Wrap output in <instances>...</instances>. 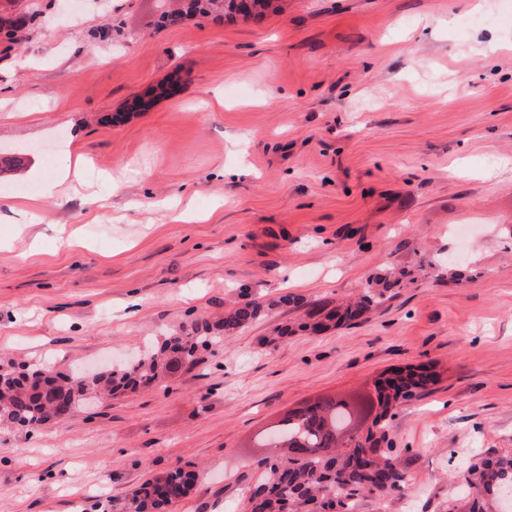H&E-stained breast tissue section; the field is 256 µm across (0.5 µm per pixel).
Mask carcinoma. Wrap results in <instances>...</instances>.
<instances>
[{
  "instance_id": "obj_1",
  "label": "carcinoma",
  "mask_w": 512,
  "mask_h": 512,
  "mask_svg": "<svg viewBox=\"0 0 512 512\" xmlns=\"http://www.w3.org/2000/svg\"><path fill=\"white\" fill-rule=\"evenodd\" d=\"M191 11L215 10L231 19L224 0H192ZM402 271L388 285L368 288L356 302L330 306L320 304L308 312L304 328L321 332L331 322L349 325L390 298ZM262 308L248 303L224 313V334L230 335L250 324ZM205 321L191 325L181 336H171L157 349H149L125 365L91 381L76 370L57 373L55 399L51 400L26 383L27 375L45 367L28 366L15 376L0 372V421L36 428L50 419L52 406L77 409L91 393L113 396L141 387L146 382H164L170 373L194 362L201 347L217 339L203 336ZM427 375L399 370L375 383V394L339 398L320 395L290 409L252 440L251 447L269 449L263 470L245 498L241 512H359L367 498L380 501L399 497L411 489L412 477L391 447V418L401 402L414 398L425 387ZM194 474L180 467L149 479L136 487L126 512H168L184 499L193 485ZM466 486L474 489L460 512H506L500 492L512 487V454L484 458L471 463L464 474Z\"/></svg>"
}]
</instances>
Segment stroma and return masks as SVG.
<instances>
[{"label": "stroma", "mask_w": 512, "mask_h": 512, "mask_svg": "<svg viewBox=\"0 0 512 512\" xmlns=\"http://www.w3.org/2000/svg\"><path fill=\"white\" fill-rule=\"evenodd\" d=\"M275 2L164 27L171 0H0L37 17L0 35V148L28 150L0 176V369L220 338L165 386L0 424V512H122L176 466L172 512H236L256 433L408 366L430 380L391 437L416 490L361 512H450L451 473L512 452V0ZM74 143L89 183L42 196L29 168ZM394 267L413 279L353 325L266 345ZM262 308L261 303H248L241 307L229 309L224 313V335H231L250 324Z\"/></svg>", "instance_id": "obj_1"}]
</instances>
